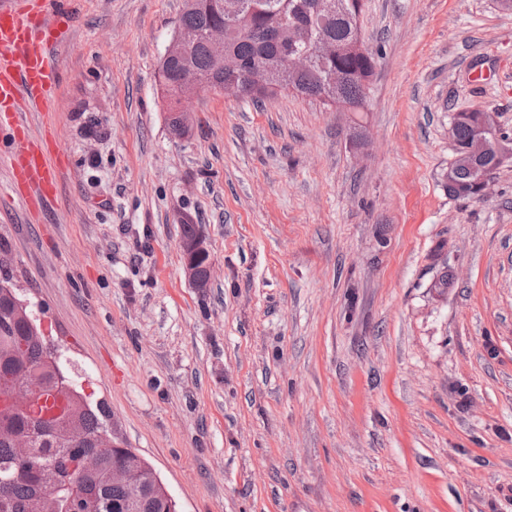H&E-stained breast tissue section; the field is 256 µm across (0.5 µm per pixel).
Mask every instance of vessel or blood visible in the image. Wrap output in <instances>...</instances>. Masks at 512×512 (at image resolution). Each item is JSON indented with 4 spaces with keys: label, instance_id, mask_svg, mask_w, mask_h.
I'll return each mask as SVG.
<instances>
[{
    "label": "vessel or blood",
    "instance_id": "1",
    "mask_svg": "<svg viewBox=\"0 0 512 512\" xmlns=\"http://www.w3.org/2000/svg\"><path fill=\"white\" fill-rule=\"evenodd\" d=\"M69 20V0H0V159L18 199L35 213L58 204L61 152L52 137L29 136L25 116L37 112L52 124L57 47Z\"/></svg>",
    "mask_w": 512,
    "mask_h": 512
}]
</instances>
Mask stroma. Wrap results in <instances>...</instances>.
<instances>
[{"label": "stroma", "mask_w": 512, "mask_h": 512, "mask_svg": "<svg viewBox=\"0 0 512 512\" xmlns=\"http://www.w3.org/2000/svg\"><path fill=\"white\" fill-rule=\"evenodd\" d=\"M366 3L363 111L205 88L177 137L183 0H76L59 209L32 217L0 162L13 284L180 512H512V165L478 200L446 179L453 113L512 134V13ZM182 242L186 246H191L196 238L200 234L199 226L197 224L184 223L182 224ZM194 250L197 253H208L209 251L205 245V241L200 235L195 243ZM211 267L210 255L205 263V266L199 267L195 265V262L189 259V256L185 254V270L189 281L199 293L206 292L207 288L211 284Z\"/></svg>", "instance_id": "35a3bbf8"}]
</instances>
